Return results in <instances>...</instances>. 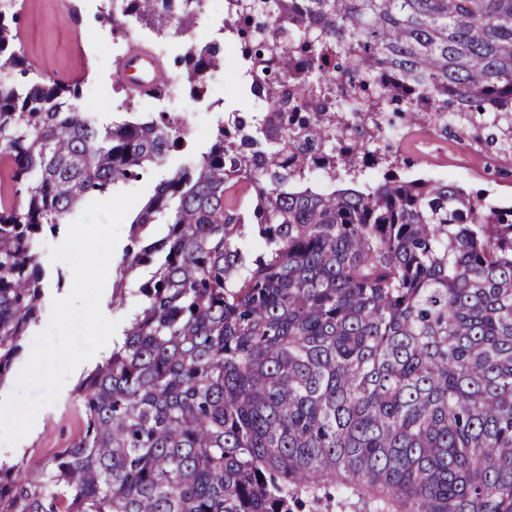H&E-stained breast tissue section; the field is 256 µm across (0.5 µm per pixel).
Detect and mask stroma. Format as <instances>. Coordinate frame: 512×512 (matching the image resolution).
Segmentation results:
<instances>
[{"mask_svg":"<svg viewBox=\"0 0 512 512\" xmlns=\"http://www.w3.org/2000/svg\"><path fill=\"white\" fill-rule=\"evenodd\" d=\"M5 3L12 4L21 17L18 46L35 72L76 82L82 107L94 112L99 124H109L120 112L129 109L136 112L161 111L162 99L159 96L129 98L118 77L121 55L112 49V28L99 18L94 0H0V5ZM240 66L239 55L225 54L223 80L212 84L203 103L194 108L191 116L194 131L187 147L170 152L161 166L150 168L139 180L126 183V190L140 188L145 194H152L159 180L174 170L191 166L194 156L207 149L221 115L246 110L251 92L234 77ZM397 148L401 154L415 159L416 174L422 175L442 167L447 169L449 178L466 189L484 190L489 196H504L512 201V183L486 181L487 159H472L467 171L456 170L458 154L453 141L432 135L412 137L399 142ZM129 230V223H122L101 297L103 314L121 322L127 321L140 303L139 297L132 292L127 293L123 305L112 303V287L118 278L117 267L128 243ZM68 231L65 225L56 231L46 229L35 239V250L44 270L40 311L22 340V351L15 358L4 385L0 386L2 396L14 393L34 339L49 323L53 300L66 297L72 289L71 269L66 264L50 260L51 246L62 243ZM80 381L78 375L69 376L63 386L64 396L38 411L35 434L19 452L7 455V462L43 463L58 449L70 445L82 427L81 408L76 400Z\"/></svg>","mask_w":512,"mask_h":512,"instance_id":"1","label":"stroma"}]
</instances>
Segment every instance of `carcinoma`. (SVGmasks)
I'll use <instances>...</instances> for the list:
<instances>
[{
  "instance_id": "1",
  "label": "carcinoma",
  "mask_w": 512,
  "mask_h": 512,
  "mask_svg": "<svg viewBox=\"0 0 512 512\" xmlns=\"http://www.w3.org/2000/svg\"><path fill=\"white\" fill-rule=\"evenodd\" d=\"M158 2L125 5L191 34ZM236 5L269 111L228 113L131 221L112 302L152 264L141 308L69 447L0 462V512H512V204L407 178L390 145L451 128L512 156V0ZM19 20L0 10V383L40 309L35 237L187 138L166 112L88 121ZM223 61L190 42L192 89Z\"/></svg>"
}]
</instances>
